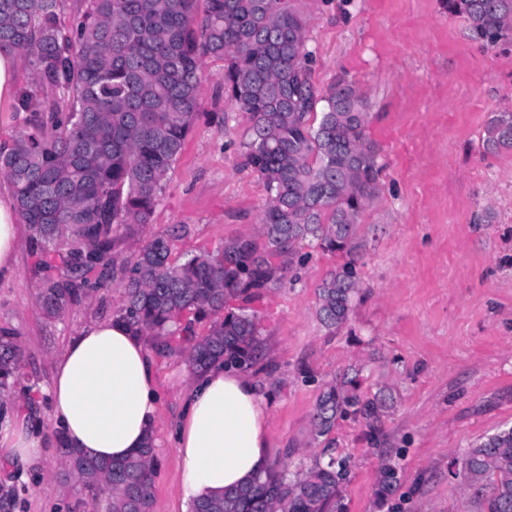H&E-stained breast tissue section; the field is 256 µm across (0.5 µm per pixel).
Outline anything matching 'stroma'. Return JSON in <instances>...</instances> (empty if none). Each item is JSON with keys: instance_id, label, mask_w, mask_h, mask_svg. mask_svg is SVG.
I'll return each mask as SVG.
<instances>
[{"instance_id": "obj_1", "label": "stroma", "mask_w": 512, "mask_h": 512, "mask_svg": "<svg viewBox=\"0 0 512 512\" xmlns=\"http://www.w3.org/2000/svg\"><path fill=\"white\" fill-rule=\"evenodd\" d=\"M307 22L311 80L338 76L368 102L366 134L383 166L381 192L360 215L354 257L360 288L336 333L316 316L318 287L342 258L305 246L290 283L254 304L262 344L246 374L263 398L272 453L296 466L321 454L311 415L319 395L344 376L382 395L378 418L339 420L345 512H479L461 471L467 448L512 427V154H484L494 112H512V46L489 49L441 0H295ZM223 64L206 60L197 84L200 115L168 174L149 224L120 235L117 261H134L149 235L176 230L170 259L214 254L234 240L261 242L268 194L245 164L248 122L224 91ZM14 268L0 276V327L23 349L16 407L33 403L31 426L50 441L33 468L0 459V484L21 486L13 512H107L67 471L56 445L48 391L55 358L92 320L118 315L112 283L58 318L37 303L39 252L19 227ZM161 402L152 512H181L182 475L171 431L192 372L155 356ZM398 486L378 504L384 464Z\"/></svg>"}]
</instances>
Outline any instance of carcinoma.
<instances>
[{"label": "carcinoma", "mask_w": 512, "mask_h": 512, "mask_svg": "<svg viewBox=\"0 0 512 512\" xmlns=\"http://www.w3.org/2000/svg\"><path fill=\"white\" fill-rule=\"evenodd\" d=\"M62 2L0 0V50L22 54L33 71L17 103L26 117L0 149V175L43 254V314L60 317L119 279V317L152 336L157 354L183 356L195 373L220 362L247 367L259 320L229 303H250L283 286L297 247L314 242L349 256L318 287L317 318L328 331L339 330L359 288L352 258L358 219L379 193L382 167L356 83L341 76L325 92L312 83L306 22L294 0H89L69 26L59 22ZM443 4L486 47L512 42V0ZM207 58L224 61V89L249 121L247 163L268 192L260 225L265 246L239 239L214 255L174 263V234H155L133 263L119 266L116 232L149 224L197 120ZM482 145L488 153L512 152V112L491 116ZM97 268L103 276L91 287L87 273ZM208 319V333L196 335L193 324ZM21 361L19 336L1 327L0 400L20 382ZM355 390L350 379L318 397L313 430L326 448L306 468L290 473L278 459L247 486L192 512H343L345 462L332 455L330 435L348 413L368 418L378 409ZM68 455L69 472L84 487L106 485L110 512H150L153 439L115 463L73 448ZM463 475L482 492L481 512H512V428L468 449ZM395 482V471L383 468L379 502ZM17 497L16 487L0 485V512H12Z\"/></svg>", "instance_id": "cac0c4a2"}]
</instances>
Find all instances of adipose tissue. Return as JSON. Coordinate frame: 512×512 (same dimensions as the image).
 Segmentation results:
<instances>
[{"mask_svg": "<svg viewBox=\"0 0 512 512\" xmlns=\"http://www.w3.org/2000/svg\"><path fill=\"white\" fill-rule=\"evenodd\" d=\"M54 424L87 457L119 462L143 447L160 419L153 358L144 337L119 318L95 320L59 356L49 389ZM42 434L0 432L10 462L34 464ZM182 499L190 504L247 485L270 464L267 414L253 382L221 364L192 375L176 424Z\"/></svg>", "mask_w": 512, "mask_h": 512, "instance_id": "obj_1", "label": "adipose tissue"}]
</instances>
